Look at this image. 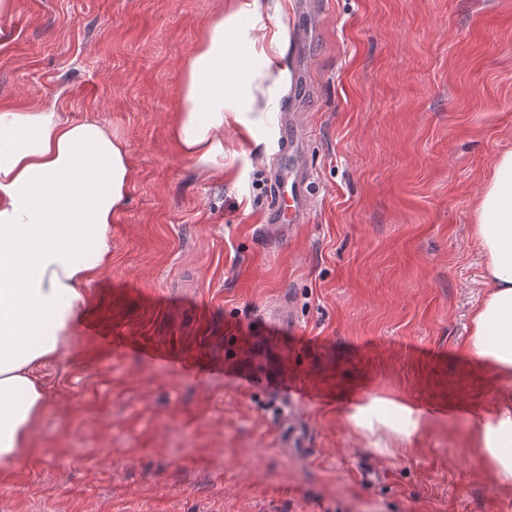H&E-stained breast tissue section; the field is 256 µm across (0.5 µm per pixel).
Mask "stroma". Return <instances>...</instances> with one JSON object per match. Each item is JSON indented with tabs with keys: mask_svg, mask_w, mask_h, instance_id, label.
I'll return each instance as SVG.
<instances>
[{
	"mask_svg": "<svg viewBox=\"0 0 512 512\" xmlns=\"http://www.w3.org/2000/svg\"><path fill=\"white\" fill-rule=\"evenodd\" d=\"M223 2L16 0L0 21V104L97 118L132 170L0 512H512L467 439L512 385L465 349L473 205L512 149V0H289L278 109L254 134L225 128L218 176L168 126ZM286 112L306 124L313 199L271 241ZM279 304L291 316L270 324ZM363 398L426 425L378 452L349 420Z\"/></svg>",
	"mask_w": 512,
	"mask_h": 512,
	"instance_id": "1",
	"label": "stroma"
}]
</instances>
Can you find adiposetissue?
<instances>
[{
	"label": "adipose tissue",
	"instance_id": "obj_1",
	"mask_svg": "<svg viewBox=\"0 0 512 512\" xmlns=\"http://www.w3.org/2000/svg\"><path fill=\"white\" fill-rule=\"evenodd\" d=\"M288 0H227L203 26L179 74L170 136L206 173L224 170V129L253 131L273 98ZM131 178L127 144L95 119L63 118L56 102L0 106V477L29 450L48 393L42 369L72 343L88 285L112 258V219ZM471 233L485 260L484 294L468 347L493 381L512 382V149L501 152L478 195ZM353 424L408 439L424 425L413 409L371 399ZM498 486L512 489V404L480 417L469 435Z\"/></svg>",
	"mask_w": 512,
	"mask_h": 512
}]
</instances>
